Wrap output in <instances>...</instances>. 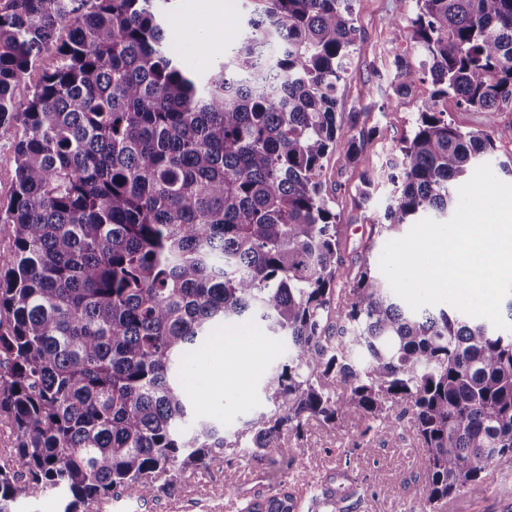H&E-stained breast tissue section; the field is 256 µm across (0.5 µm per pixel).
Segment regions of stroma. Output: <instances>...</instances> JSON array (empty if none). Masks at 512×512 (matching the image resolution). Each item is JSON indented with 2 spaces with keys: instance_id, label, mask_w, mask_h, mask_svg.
<instances>
[{
  "instance_id": "stroma-1",
  "label": "stroma",
  "mask_w": 512,
  "mask_h": 512,
  "mask_svg": "<svg viewBox=\"0 0 512 512\" xmlns=\"http://www.w3.org/2000/svg\"><path fill=\"white\" fill-rule=\"evenodd\" d=\"M223 42L195 34L185 38L183 20L197 16L201 0H182L179 13L168 21L177 47L187 63L198 68L213 65L241 32L242 19L253 9L254 0H221ZM415 9L414 0H354L353 11L360 30L358 50L353 53L349 76L342 83L338 110L357 113L350 133L364 142L356 161H347L342 148L330 151L324 160L323 182L330 206L337 215L345 267L355 269L363 261L379 262L385 239H371L372 225L382 223L391 186L384 181L392 148L410 135L420 102L432 87L423 82L406 97L397 99L393 122H386L380 107L391 92L387 42L390 26L406 21ZM389 124L386 137L372 138L371 127ZM379 176L380 183L368 206L358 203L363 173ZM217 340L196 352L186 365L184 376L190 389L206 388L208 400L195 405L197 415L223 427L231 448L218 454L208 467L187 471L172 490L158 491L147 498L128 499L114 492L112 512H167L171 500L193 496L196 490L233 487L241 475L256 473L270 491L286 483L303 484L311 477H324L336 496L335 512H409L410 503L421 501L425 482L424 451L420 447L410 412L390 407L400 415L394 435L364 432L361 425L348 422L340 430L310 428L302 438H286L282 447L269 449L263 461L250 458L235 442L249 436L250 420L270 411L262 384L288 357V340L273 335L258 320L227 321L219 324ZM300 462V469L287 468L285 459ZM449 503L452 512H512V478L472 495L458 490Z\"/></svg>"
}]
</instances>
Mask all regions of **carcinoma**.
Wrapping results in <instances>:
<instances>
[{"instance_id": "cac0c4a2", "label": "carcinoma", "mask_w": 512, "mask_h": 512, "mask_svg": "<svg viewBox=\"0 0 512 512\" xmlns=\"http://www.w3.org/2000/svg\"><path fill=\"white\" fill-rule=\"evenodd\" d=\"M175 0H0V134L15 181L0 208L13 262L0 271V412L16 431L0 461V512L60 490L89 512L116 489L150 496L224 450L189 421L180 369L225 320L288 338L250 421L249 454L311 421L355 418L392 435L408 406L435 512L485 465L512 456V333L453 309L412 311L365 261L344 269L323 161L353 162L337 92L357 50L353 0H258L238 43L206 71L173 48ZM66 27L69 38L57 31ZM392 95L430 81L393 149L379 237L432 211L495 151L512 104V0H415L391 24ZM55 60L29 96L17 85ZM483 114L448 120L443 99ZM345 310L332 308L337 281ZM53 57L45 55L37 63L36 67L30 71L25 80L19 84L16 89V97L19 100H24L28 97L34 85L40 80L42 73L45 69L51 68L53 65Z\"/></svg>"}]
</instances>
